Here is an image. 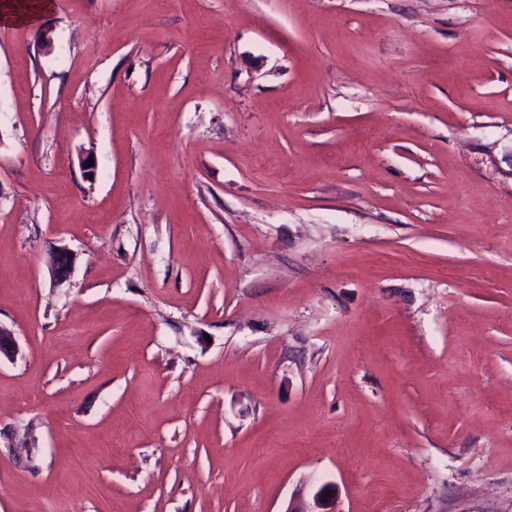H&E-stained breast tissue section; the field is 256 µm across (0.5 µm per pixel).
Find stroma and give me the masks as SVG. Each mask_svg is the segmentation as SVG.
<instances>
[{
	"label": "stroma",
	"mask_w": 512,
	"mask_h": 512,
	"mask_svg": "<svg viewBox=\"0 0 512 512\" xmlns=\"http://www.w3.org/2000/svg\"><path fill=\"white\" fill-rule=\"evenodd\" d=\"M54 2L0 23V512H512V0ZM76 254L65 247L58 248L53 256V273L56 281L66 282L71 274Z\"/></svg>",
	"instance_id": "obj_1"
}]
</instances>
